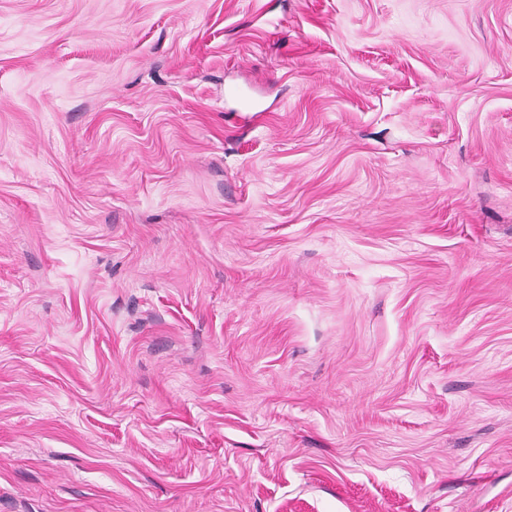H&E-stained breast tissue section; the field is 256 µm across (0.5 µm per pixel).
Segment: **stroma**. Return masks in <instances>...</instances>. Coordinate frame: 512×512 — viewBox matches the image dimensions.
<instances>
[{
	"label": "stroma",
	"mask_w": 512,
	"mask_h": 512,
	"mask_svg": "<svg viewBox=\"0 0 512 512\" xmlns=\"http://www.w3.org/2000/svg\"><path fill=\"white\" fill-rule=\"evenodd\" d=\"M0 512H512V0H0Z\"/></svg>",
	"instance_id": "35a3bbf8"
}]
</instances>
